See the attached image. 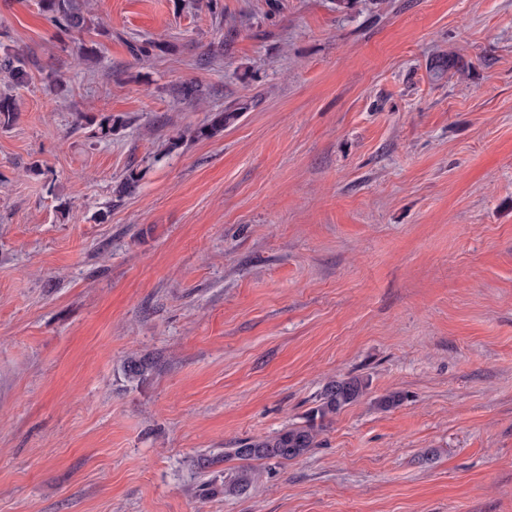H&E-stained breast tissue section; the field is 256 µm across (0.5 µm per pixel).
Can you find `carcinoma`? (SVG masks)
<instances>
[{"mask_svg": "<svg viewBox=\"0 0 512 512\" xmlns=\"http://www.w3.org/2000/svg\"><path fill=\"white\" fill-rule=\"evenodd\" d=\"M41 11L55 27L64 31H83L91 23L78 0H41ZM29 64L28 56L8 46L3 47V52L0 53V71L7 73L14 83L21 85L27 82ZM17 112L13 98L6 94L0 95V125H11ZM234 119L233 112H217L208 124L195 131V137H214L224 131V127ZM155 366L156 362L153 359L132 354L123 362V374L128 381L139 382L145 379ZM366 389L367 383L360 378L329 381L322 389L318 405L312 411L307 424L285 427L256 439L241 440L236 447L227 449L224 452V459H237L244 462V465L224 477L222 485L211 483L202 486L201 495L206 497L220 492L229 496L241 495L254 481V471L246 462L268 460L282 463L294 460L317 447L321 428L315 424V419L324 420L339 413L346 406L359 400Z\"/></svg>", "mask_w": 512, "mask_h": 512, "instance_id": "1", "label": "carcinoma"}]
</instances>
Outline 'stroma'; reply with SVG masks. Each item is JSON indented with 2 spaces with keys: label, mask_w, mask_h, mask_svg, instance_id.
Listing matches in <instances>:
<instances>
[{
  "label": "stroma",
  "mask_w": 512,
  "mask_h": 512,
  "mask_svg": "<svg viewBox=\"0 0 512 512\" xmlns=\"http://www.w3.org/2000/svg\"><path fill=\"white\" fill-rule=\"evenodd\" d=\"M85 2L0 0V512H512V0ZM41 11L57 28L64 31H83L91 20L83 12L77 0H40ZM0 49H3L0 55V71L7 73L15 84H25L29 78L28 56L16 51L12 52L9 46L3 48L0 46ZM156 362L141 355H129L123 362V374L129 382H140L155 368ZM367 386L366 382L355 377L329 381L322 389L318 405L306 425L289 426L264 437L241 440L236 448H227L224 459L282 463L306 454L319 445L321 428L315 424V419L324 420L336 415L359 400L365 394ZM254 471L248 465H242L235 470V473L224 477L223 485L206 484L202 486L201 495L209 496L215 493L223 492L224 495H241L254 481Z\"/></svg>",
  "instance_id": "35a3bbf8"
}]
</instances>
